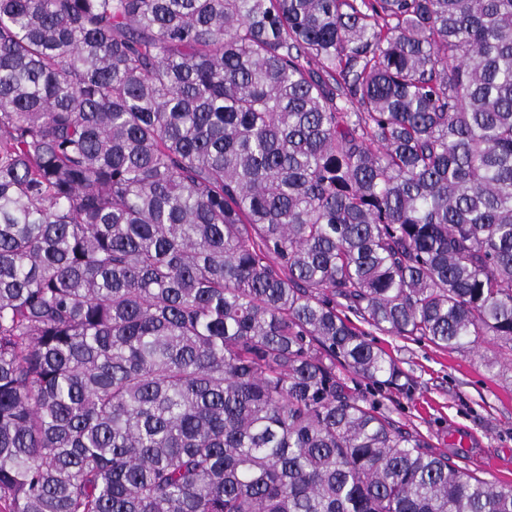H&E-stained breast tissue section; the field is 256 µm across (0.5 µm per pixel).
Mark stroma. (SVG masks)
I'll return each mask as SVG.
<instances>
[{"label":"stroma","mask_w":512,"mask_h":512,"mask_svg":"<svg viewBox=\"0 0 512 512\" xmlns=\"http://www.w3.org/2000/svg\"><path fill=\"white\" fill-rule=\"evenodd\" d=\"M374 339L414 382L386 390L392 417L418 432L433 454L512 485V356L484 340L463 353L401 336Z\"/></svg>","instance_id":"1"}]
</instances>
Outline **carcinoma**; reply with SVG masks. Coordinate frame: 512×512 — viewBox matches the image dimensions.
<instances>
[{
  "mask_svg": "<svg viewBox=\"0 0 512 512\" xmlns=\"http://www.w3.org/2000/svg\"><path fill=\"white\" fill-rule=\"evenodd\" d=\"M374 331L512 352V0H0V512H512Z\"/></svg>",
  "mask_w": 512,
  "mask_h": 512,
  "instance_id": "1",
  "label": "carcinoma"
}]
</instances>
